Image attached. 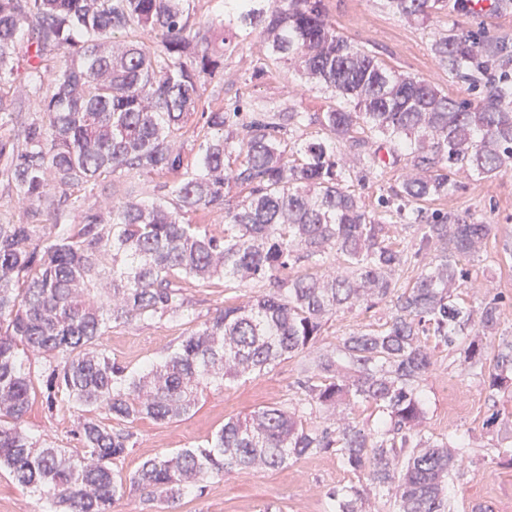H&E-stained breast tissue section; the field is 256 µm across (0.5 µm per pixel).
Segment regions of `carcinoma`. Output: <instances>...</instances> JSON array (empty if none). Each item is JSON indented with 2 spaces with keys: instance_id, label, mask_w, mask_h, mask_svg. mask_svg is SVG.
<instances>
[{
  "instance_id": "obj_1",
  "label": "carcinoma",
  "mask_w": 512,
  "mask_h": 512,
  "mask_svg": "<svg viewBox=\"0 0 512 512\" xmlns=\"http://www.w3.org/2000/svg\"><path fill=\"white\" fill-rule=\"evenodd\" d=\"M199 2L0 0V180L23 214L0 224V473L46 512H113L133 493L171 508L233 470L333 452L356 481L325 492L329 512H369L373 489L395 494L397 512H450L448 477L470 438L426 431L433 348L458 354V377L481 378L493 400L512 392V334L503 296L457 295L493 225L431 204L461 177L512 165V38L459 25L434 35L438 67L479 91L464 99L344 36L324 0H214L203 23ZM381 6L423 22L448 0ZM256 32L266 54L250 79L297 67L331 92L325 111L224 106L212 86L224 52ZM312 125L322 136L304 138ZM388 168L399 187L377 205L351 188ZM132 173L158 179L159 194L131 198ZM103 183L112 194L89 202ZM235 189L247 196L234 204ZM216 278L268 289L138 368L112 358V325L188 323L187 290ZM379 303L383 322L319 347L330 317ZM306 353L296 397L127 478L117 470L137 421L184 417L206 385ZM32 356L49 410L73 417L75 450L26 426ZM356 404L379 417L359 424Z\"/></svg>"
}]
</instances>
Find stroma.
<instances>
[{"label":"stroma","mask_w":512,"mask_h":512,"mask_svg":"<svg viewBox=\"0 0 512 512\" xmlns=\"http://www.w3.org/2000/svg\"><path fill=\"white\" fill-rule=\"evenodd\" d=\"M325 4L331 21L342 34L373 48L395 69L429 80L461 98L468 97L467 87L438 68L430 50L432 33L457 23L490 35L512 37V6L497 13L436 14L418 25L387 12L379 0H325ZM265 52V45L258 38L227 52L224 69L236 81L225 85V101L273 100L304 112L326 109L327 94L288 66H281L260 80L242 81V74L251 73ZM436 207L451 214L467 211L493 224L485 246L488 259L479 265V285L460 289L459 295L475 305L486 296L485 284H492L505 297L502 327L512 330V168L488 180L462 179L460 188L447 200L437 202ZM263 289L260 283L238 286L217 279L210 286L190 289L189 294L196 303L199 319L204 320L217 306L245 301ZM180 333V328L166 322L148 328L116 326L103 342L114 357L138 365L157 358ZM457 363V356L436 351L434 366L423 383L429 401L428 431L439 437L458 429L469 432L474 441L469 458L448 480L452 510L471 512L473 506L480 504L489 507L490 512H512V466L494 463L501 436L483 426L489 410L512 414V395L502 394L496 401H488L481 382L455 377ZM300 371V359H287L272 371L226 386L208 387L195 410L182 419L166 424L138 421L137 443L119 463V470L131 475L146 458L210 439L228 418L245 415L260 406L283 403ZM25 420L34 435L49 433L61 440L68 439L73 426L70 415H50L40 394L32 399ZM351 480V473L335 454L318 453L282 469L258 474L242 470L221 480L207 481L202 493L180 501L177 512H327L325 491Z\"/></svg>","instance_id":"obj_1"}]
</instances>
